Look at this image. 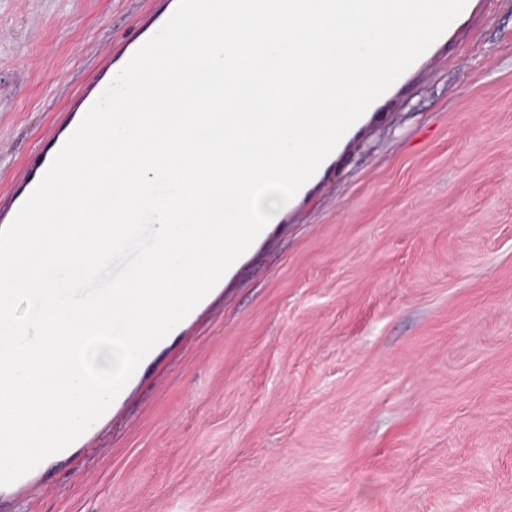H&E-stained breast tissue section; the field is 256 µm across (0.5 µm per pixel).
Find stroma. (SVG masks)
I'll return each instance as SVG.
<instances>
[{
  "mask_svg": "<svg viewBox=\"0 0 512 512\" xmlns=\"http://www.w3.org/2000/svg\"><path fill=\"white\" fill-rule=\"evenodd\" d=\"M166 0H0V209ZM0 512H512V0H470Z\"/></svg>",
  "mask_w": 512,
  "mask_h": 512,
  "instance_id": "obj_1",
  "label": "stroma"
}]
</instances>
